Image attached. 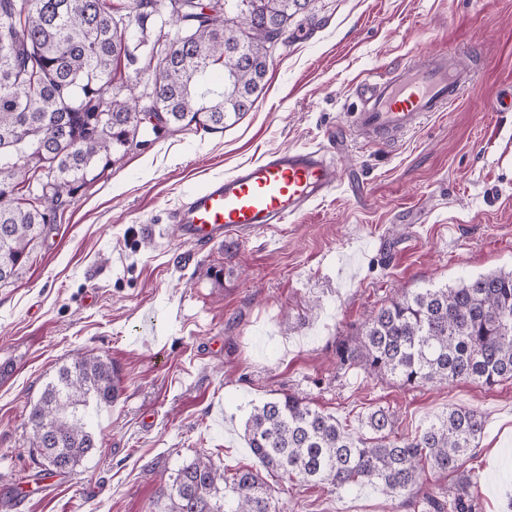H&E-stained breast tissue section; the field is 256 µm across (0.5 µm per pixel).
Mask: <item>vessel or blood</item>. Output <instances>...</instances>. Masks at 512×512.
I'll use <instances>...</instances> for the list:
<instances>
[{"mask_svg": "<svg viewBox=\"0 0 512 512\" xmlns=\"http://www.w3.org/2000/svg\"><path fill=\"white\" fill-rule=\"evenodd\" d=\"M472 79V67L447 54L416 53L391 76L357 84L353 124L367 137L394 139L429 113L449 109ZM335 187L333 166L321 151H274L210 181L176 222L184 241L208 244L233 231L287 223Z\"/></svg>", "mask_w": 512, "mask_h": 512, "instance_id": "obj_1", "label": "vessel or blood"}]
</instances>
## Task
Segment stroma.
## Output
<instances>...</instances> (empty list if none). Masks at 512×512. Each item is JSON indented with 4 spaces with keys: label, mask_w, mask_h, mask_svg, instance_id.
Here are the masks:
<instances>
[{
    "label": "stroma",
    "mask_w": 512,
    "mask_h": 512,
    "mask_svg": "<svg viewBox=\"0 0 512 512\" xmlns=\"http://www.w3.org/2000/svg\"><path fill=\"white\" fill-rule=\"evenodd\" d=\"M254 108L215 131L164 134L131 150L60 210L31 260L0 287V512H165L160 491L199 454L255 465L243 425L281 393L354 433L384 407L410 435L451 407L487 428L459 474L426 470L413 493L309 487L263 471L279 512H421L458 476L476 512H512V383L406 389L336 368V341L400 292L512 269V0H310ZM421 50L476 73L459 101L394 140L354 137V87ZM348 144L337 155L336 141ZM321 150L338 188L288 223L188 245L176 209L208 180L265 154ZM112 361L121 394L93 426L99 450L8 505L42 473L28 410L57 368Z\"/></svg>",
    "instance_id": "stroma-1"
}]
</instances>
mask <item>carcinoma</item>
<instances>
[{"mask_svg":"<svg viewBox=\"0 0 512 512\" xmlns=\"http://www.w3.org/2000/svg\"><path fill=\"white\" fill-rule=\"evenodd\" d=\"M310 0H0V286L30 261V245L57 210L120 160L143 113L168 131L216 130L238 121L265 86L276 45ZM143 90L128 84L130 68ZM341 371L390 376L403 388L512 380V270L454 287L403 293L336 346ZM120 390L101 357L59 366L28 422L46 474L76 471L99 442L81 409L99 413ZM353 434L336 417L282 393L253 408L244 437L266 469L338 488L377 484L396 497L425 466L460 470L484 434L483 415L450 408L415 434L394 432L379 407ZM167 512H277L258 470L231 475L199 455L162 491ZM431 512H472L466 479L427 493Z\"/></svg>","mask_w":512,"mask_h":512,"instance_id":"cac0c4a2","label":"carcinoma"}]
</instances>
